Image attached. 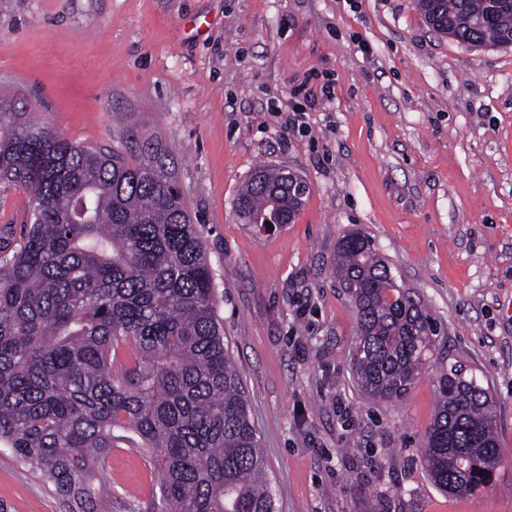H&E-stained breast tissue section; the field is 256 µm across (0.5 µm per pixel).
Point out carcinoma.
<instances>
[{
    "label": "carcinoma",
    "mask_w": 512,
    "mask_h": 512,
    "mask_svg": "<svg viewBox=\"0 0 512 512\" xmlns=\"http://www.w3.org/2000/svg\"><path fill=\"white\" fill-rule=\"evenodd\" d=\"M424 22L473 47L512 45V0H417ZM290 175L253 170L245 224L294 221ZM0 179L31 190L20 235L0 242V447L50 482L69 512L112 506L108 457L142 450L159 477L146 512H275L267 463L214 310V277L164 156L61 138L0 96ZM333 271L354 307L351 363L371 398L400 397L438 323L362 231ZM499 459L489 387L451 366L422 462L441 491L474 496Z\"/></svg>",
    "instance_id": "obj_1"
}]
</instances>
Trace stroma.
Here are the masks:
<instances>
[{
    "instance_id": "obj_1",
    "label": "stroma",
    "mask_w": 512,
    "mask_h": 512,
    "mask_svg": "<svg viewBox=\"0 0 512 512\" xmlns=\"http://www.w3.org/2000/svg\"><path fill=\"white\" fill-rule=\"evenodd\" d=\"M0 88L70 141L161 148L202 236L215 311L277 512H512V45L436 34L416 0H0ZM260 165L309 186L294 223H241ZM34 204L0 182V238ZM368 233L439 325L400 398L352 376L356 318L331 268ZM489 386L502 459L475 497L421 462L437 380ZM112 512L158 494L113 449ZM9 512H67L0 447Z\"/></svg>"
}]
</instances>
